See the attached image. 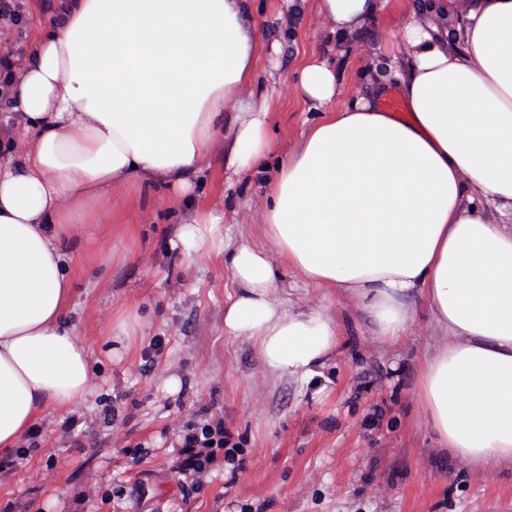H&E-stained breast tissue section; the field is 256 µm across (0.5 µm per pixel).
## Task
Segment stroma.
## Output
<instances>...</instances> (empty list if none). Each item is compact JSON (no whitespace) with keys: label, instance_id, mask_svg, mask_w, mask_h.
I'll return each mask as SVG.
<instances>
[{"label":"stroma","instance_id":"35a3bbf8","mask_svg":"<svg viewBox=\"0 0 512 512\" xmlns=\"http://www.w3.org/2000/svg\"><path fill=\"white\" fill-rule=\"evenodd\" d=\"M59 2L0 0V59L22 56ZM426 2L386 0L375 19L336 36L315 0L297 11L287 0H251L266 52L240 100L269 108L274 159L320 116L299 91L302 65L327 59L341 100L367 94L374 62L406 59V25L456 34L460 18H437ZM226 148L213 143L196 194L225 214V238L262 243L265 178L228 179ZM184 216L161 190L136 184L63 241L73 266L68 316L93 351L94 394L71 413L45 409L0 458V512H512L511 468L475 472L437 447L418 401L436 335L423 299L412 303L406 337L390 344L358 300L294 291L292 306L326 310L340 337L314 393L269 372L251 342L225 335L236 285L222 253L173 247ZM219 422L239 466L225 468L219 449L206 474L182 473L184 436Z\"/></svg>","mask_w":512,"mask_h":512}]
</instances>
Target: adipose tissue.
Here are the masks:
<instances>
[{"label": "adipose tissue", "instance_id": "ef3b65f1", "mask_svg": "<svg viewBox=\"0 0 512 512\" xmlns=\"http://www.w3.org/2000/svg\"><path fill=\"white\" fill-rule=\"evenodd\" d=\"M386 0H318L331 32L375 17ZM454 47L438 28L403 31L408 62L390 58L408 115L362 96L322 114L288 159L273 152L268 111H230L257 77L264 46L247 0H65L21 67L0 69L26 135L0 139V455L44 406L91 394L92 354L68 318L72 274L61 243L114 191L147 183L191 201L220 127L229 165L272 169L264 244L224 250L238 292L224 332L273 373L318 382L339 344L331 316L296 312L279 269L360 301L376 333L405 336L408 301L437 330L418 399L439 450L473 469L512 467V0L468 9ZM302 96L338 94L335 70L307 62ZM220 218L196 206L176 237L209 254Z\"/></svg>", "mask_w": 512, "mask_h": 512}]
</instances>
